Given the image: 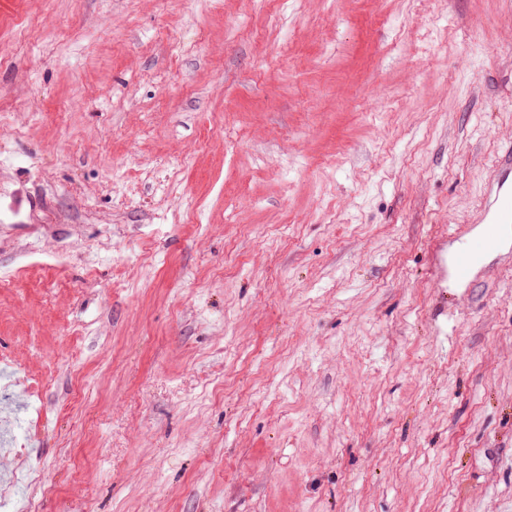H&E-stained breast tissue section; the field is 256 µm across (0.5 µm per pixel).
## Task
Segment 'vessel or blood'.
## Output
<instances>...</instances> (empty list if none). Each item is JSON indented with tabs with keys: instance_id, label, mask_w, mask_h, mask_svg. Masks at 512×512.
Here are the masks:
<instances>
[{
	"instance_id": "1",
	"label": "vessel or blood",
	"mask_w": 512,
	"mask_h": 512,
	"mask_svg": "<svg viewBox=\"0 0 512 512\" xmlns=\"http://www.w3.org/2000/svg\"><path fill=\"white\" fill-rule=\"evenodd\" d=\"M482 228L465 247L451 258L456 276L464 278L472 271L478 255L499 249L507 239V226L512 223V156L499 165L493 188L482 205Z\"/></svg>"
}]
</instances>
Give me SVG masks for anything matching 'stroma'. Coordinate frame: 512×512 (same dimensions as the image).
Listing matches in <instances>:
<instances>
[{
    "label": "stroma",
    "mask_w": 512,
    "mask_h": 512,
    "mask_svg": "<svg viewBox=\"0 0 512 512\" xmlns=\"http://www.w3.org/2000/svg\"><path fill=\"white\" fill-rule=\"evenodd\" d=\"M22 14L0 362L40 512H512V240L440 265L512 151V0Z\"/></svg>",
    "instance_id": "obj_1"
}]
</instances>
